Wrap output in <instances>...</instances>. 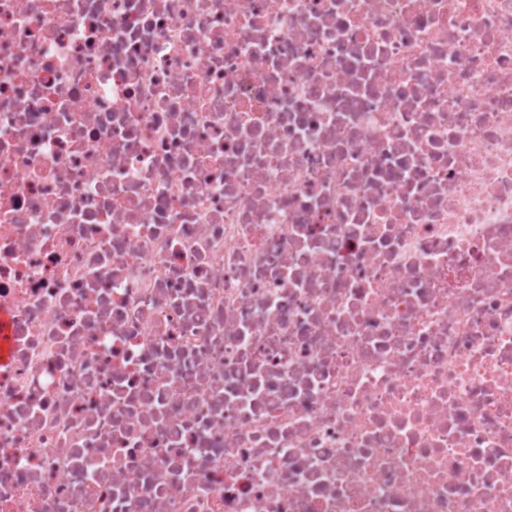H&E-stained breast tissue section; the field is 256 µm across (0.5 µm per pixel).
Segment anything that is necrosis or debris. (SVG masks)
<instances>
[{
  "label": "necrosis or debris",
  "instance_id": "1",
  "mask_svg": "<svg viewBox=\"0 0 512 512\" xmlns=\"http://www.w3.org/2000/svg\"><path fill=\"white\" fill-rule=\"evenodd\" d=\"M0 512H512V0H0Z\"/></svg>",
  "mask_w": 512,
  "mask_h": 512
}]
</instances>
